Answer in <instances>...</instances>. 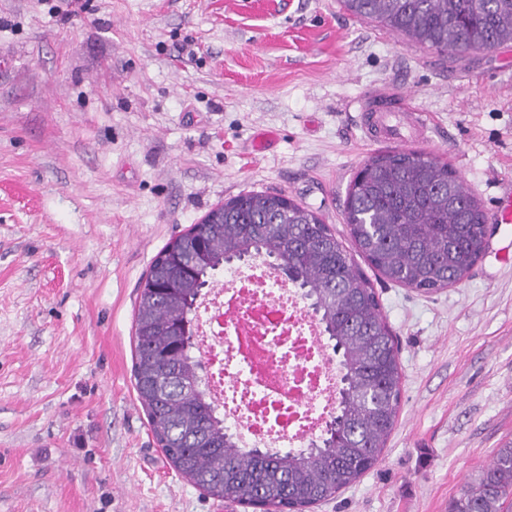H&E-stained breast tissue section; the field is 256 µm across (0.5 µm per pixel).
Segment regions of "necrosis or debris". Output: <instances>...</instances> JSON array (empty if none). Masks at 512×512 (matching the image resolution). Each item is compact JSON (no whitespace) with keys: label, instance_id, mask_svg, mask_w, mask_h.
Returning a JSON list of instances; mask_svg holds the SVG:
<instances>
[{"label":"necrosis or debris","instance_id":"obj_1","mask_svg":"<svg viewBox=\"0 0 512 512\" xmlns=\"http://www.w3.org/2000/svg\"><path fill=\"white\" fill-rule=\"evenodd\" d=\"M202 322L208 382L242 444L303 443L331 414L339 381L296 292L255 269L227 271Z\"/></svg>","mask_w":512,"mask_h":512}]
</instances>
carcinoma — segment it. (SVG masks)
<instances>
[{"instance_id":"carcinoma-1","label":"carcinoma","mask_w":512,"mask_h":512,"mask_svg":"<svg viewBox=\"0 0 512 512\" xmlns=\"http://www.w3.org/2000/svg\"><path fill=\"white\" fill-rule=\"evenodd\" d=\"M439 52L512 43V0H341ZM344 216L356 251L386 279L425 293L462 282L486 250V215L447 162L412 149L371 155ZM250 252L288 264L345 369L338 412L316 443L287 453L243 448L203 385L194 311L224 264ZM133 377L151 431L174 469L205 494L259 512H307L379 461L395 424L400 365L371 281L312 210L282 193L213 207L156 256L141 283ZM512 446L500 448L449 512H503Z\"/></svg>"}]
</instances>
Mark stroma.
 Segmentation results:
<instances>
[{
    "mask_svg": "<svg viewBox=\"0 0 512 512\" xmlns=\"http://www.w3.org/2000/svg\"><path fill=\"white\" fill-rule=\"evenodd\" d=\"M408 90L490 210L512 182V43L438 54L339 0H0V512H249L157 444L134 385L139 284L224 200L283 192L350 245L376 153L354 107ZM398 349L379 463L313 512H448L512 446V224L461 283L368 270Z\"/></svg>",
    "mask_w": 512,
    "mask_h": 512,
    "instance_id": "35a3bbf8",
    "label": "stroma"
}]
</instances>
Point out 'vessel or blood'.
<instances>
[{
  "instance_id": "b4317fda",
  "label": "vessel or blood",
  "mask_w": 512,
  "mask_h": 512,
  "mask_svg": "<svg viewBox=\"0 0 512 512\" xmlns=\"http://www.w3.org/2000/svg\"><path fill=\"white\" fill-rule=\"evenodd\" d=\"M397 101L390 109L388 101ZM360 127L365 138L376 144L432 143L434 134L427 114L415 106L409 94L374 90L358 101Z\"/></svg>"
}]
</instances>
